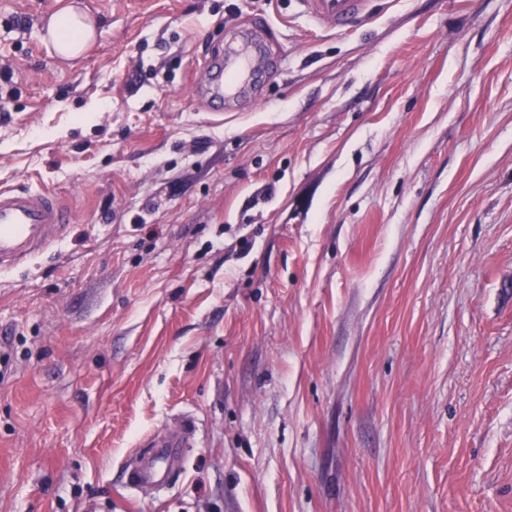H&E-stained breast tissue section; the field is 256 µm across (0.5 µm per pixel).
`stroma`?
Segmentation results:
<instances>
[{
    "label": "stroma",
    "mask_w": 512,
    "mask_h": 512,
    "mask_svg": "<svg viewBox=\"0 0 512 512\" xmlns=\"http://www.w3.org/2000/svg\"><path fill=\"white\" fill-rule=\"evenodd\" d=\"M0 0V512H512V0ZM265 25L264 97L193 88ZM192 415L168 487L130 490ZM373 0H297L304 13L321 27L346 28L364 20ZM94 34V20L74 5L52 15L47 26V36L57 54L65 59L78 56ZM70 224L71 211L54 193L0 190V268L45 247ZM195 433L193 420L183 416L177 420L174 429L151 437L147 448H153L152 451L140 454L126 464L128 486L137 490L143 487L165 489L180 462L179 448H185Z\"/></svg>",
    "instance_id": "stroma-1"
}]
</instances>
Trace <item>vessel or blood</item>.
Segmentation results:
<instances>
[{
	"label": "vessel or blood",
	"mask_w": 512,
	"mask_h": 512,
	"mask_svg": "<svg viewBox=\"0 0 512 512\" xmlns=\"http://www.w3.org/2000/svg\"><path fill=\"white\" fill-rule=\"evenodd\" d=\"M303 13L316 25L346 28L364 20L371 0H298ZM266 35L256 27L220 57L207 58L206 89L216 107L240 97L243 89L258 84L261 77L253 65ZM71 223L69 208L56 194L29 189L0 190V268L15 265L48 245ZM189 417L177 420L174 429L151 437L150 450L130 460L126 482L134 489H165L180 462L178 452L194 437Z\"/></svg>",
	"instance_id": "1"
}]
</instances>
